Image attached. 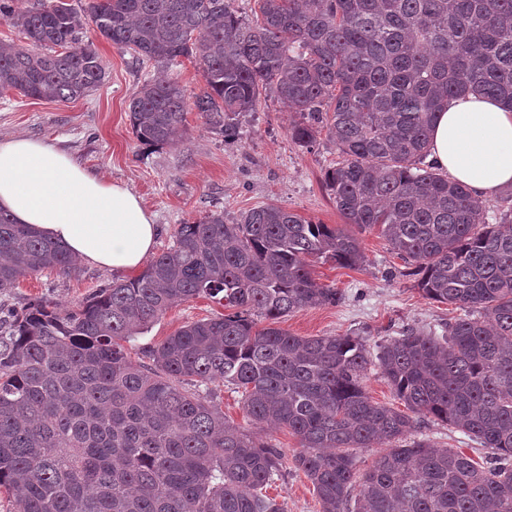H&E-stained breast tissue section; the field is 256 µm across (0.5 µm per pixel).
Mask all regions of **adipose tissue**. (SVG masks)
Segmentation results:
<instances>
[{"label": "adipose tissue", "mask_w": 512, "mask_h": 512, "mask_svg": "<svg viewBox=\"0 0 512 512\" xmlns=\"http://www.w3.org/2000/svg\"><path fill=\"white\" fill-rule=\"evenodd\" d=\"M431 160L474 195L512 184V112L487 97L450 100L438 114ZM0 210L87 264L140 267L158 227L126 186L78 165L44 139L0 140Z\"/></svg>", "instance_id": "obj_1"}]
</instances>
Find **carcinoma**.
<instances>
[{"label":"carcinoma","instance_id":"1","mask_svg":"<svg viewBox=\"0 0 512 512\" xmlns=\"http://www.w3.org/2000/svg\"><path fill=\"white\" fill-rule=\"evenodd\" d=\"M0 19L30 47L0 42V93L68 102L102 83L80 33L92 23L144 65L194 58L205 86L143 81L129 103L143 144L171 145L196 111L232 135L262 94L299 115L291 138L321 134L342 161L326 175L336 207L416 264L424 296L462 314L404 329L371 351L357 336L277 327L343 294L311 262L355 267V234L274 205L232 224L215 211L179 225L139 275L61 309L47 298L0 307V489L20 512H283L265 493L282 453L228 422L211 384L241 392L244 417L299 438L294 468L322 512H512V207L490 216L426 161L436 113L470 92L512 111V0H39ZM79 261L0 211V290ZM226 313L188 323L131 359L125 343L177 300ZM267 322L260 328L258 324ZM377 367L411 414L370 401ZM205 391H200L201 386ZM432 416L492 450L408 439ZM358 448L377 449L357 475Z\"/></svg>","mask_w":512,"mask_h":512}]
</instances>
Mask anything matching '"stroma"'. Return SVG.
Masks as SVG:
<instances>
[{
	"label": "stroma",
	"instance_id": "obj_1",
	"mask_svg": "<svg viewBox=\"0 0 512 512\" xmlns=\"http://www.w3.org/2000/svg\"><path fill=\"white\" fill-rule=\"evenodd\" d=\"M82 40L93 43L104 81L67 103L31 99L15 91L0 95V140H48L106 181L128 187L158 226L155 253L172 246L178 225L216 210L223 211L230 223L249 209L275 205L316 223L344 227L324 181L326 170L338 159L335 144L324 137L308 149L294 143L289 129L296 115L277 100L263 99L255 111L241 114L232 136L212 131L197 112H189L183 141L149 147L138 141L129 117V103L144 69L94 27L84 29ZM358 238L367 257L365 265L344 267L321 260L313 266L317 282L337 288L343 301L289 314L282 328L303 337L357 335L372 347L405 328L440 330L458 316L456 305L425 298L412 265L394 253L378 232H362ZM115 277V272L86 264L70 275L47 270L0 291V303L19 308L28 299L43 296L68 307ZM221 311L220 305L204 297L176 303L147 333L135 337L129 349L138 353L184 324ZM416 435L477 460L485 455L466 435L434 418L421 422ZM258 436L285 459L269 495L283 504L284 512H321L311 482L292 465L301 449L298 438L284 428H267Z\"/></svg>",
	"mask_w": 512,
	"mask_h": 512
}]
</instances>
